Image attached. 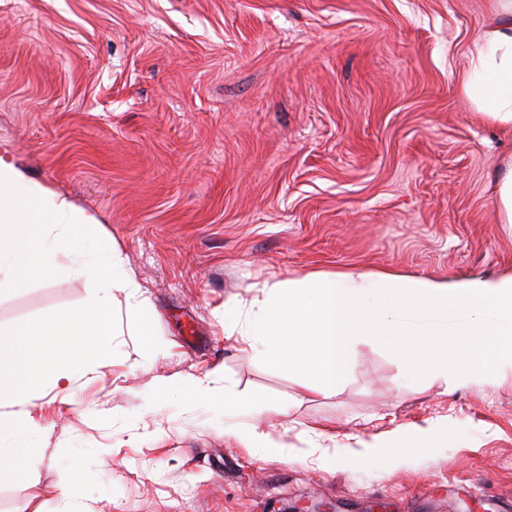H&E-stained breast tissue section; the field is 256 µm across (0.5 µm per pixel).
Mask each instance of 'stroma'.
<instances>
[{"label": "stroma", "mask_w": 512, "mask_h": 512, "mask_svg": "<svg viewBox=\"0 0 512 512\" xmlns=\"http://www.w3.org/2000/svg\"><path fill=\"white\" fill-rule=\"evenodd\" d=\"M490 22L486 0H0V147L139 287L109 297L104 368L0 404V446L24 412L36 422L0 512H512L511 367L451 388L362 342L326 396L224 331L225 304L311 270L512 272L492 204L512 130L460 85ZM58 262L69 275L11 292L0 270V330L91 299L84 258ZM190 375L210 404H149ZM247 425L272 453L244 448ZM422 432L437 447L345 461ZM319 444L328 457L302 456Z\"/></svg>", "instance_id": "stroma-1"}]
</instances>
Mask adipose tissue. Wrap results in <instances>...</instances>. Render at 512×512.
<instances>
[{"label": "adipose tissue", "mask_w": 512, "mask_h": 512, "mask_svg": "<svg viewBox=\"0 0 512 512\" xmlns=\"http://www.w3.org/2000/svg\"><path fill=\"white\" fill-rule=\"evenodd\" d=\"M484 31L462 81L487 119L512 129V0H488ZM224 326L247 348L263 347L309 386L331 395L360 342L397 337L407 375L450 386L484 381L512 365V273L408 277L392 270L310 271L263 283L248 310L225 306Z\"/></svg>", "instance_id": "adipose-tissue-1"}]
</instances>
